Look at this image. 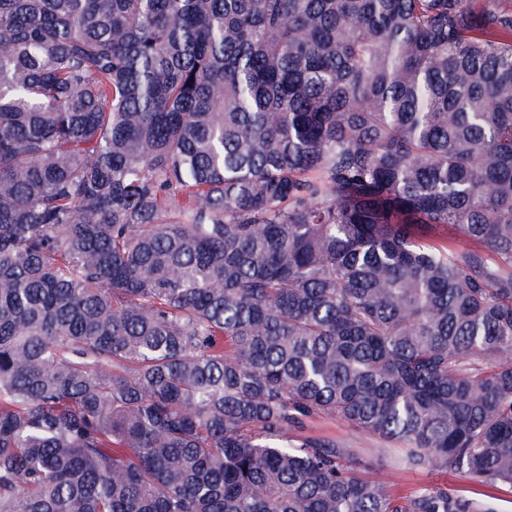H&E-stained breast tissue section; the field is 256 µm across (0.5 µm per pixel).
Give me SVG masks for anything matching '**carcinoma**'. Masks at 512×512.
Wrapping results in <instances>:
<instances>
[{"label":"carcinoma","instance_id":"1","mask_svg":"<svg viewBox=\"0 0 512 512\" xmlns=\"http://www.w3.org/2000/svg\"><path fill=\"white\" fill-rule=\"evenodd\" d=\"M323 417L512 488V8L0 0V512H497ZM304 434L326 435L346 444L349 448H374L375 440L353 429L341 419H321L311 423ZM362 465L369 474L396 490H412L425 485H448L458 493L468 497H478L493 501L499 512H512V489L503 487L491 489L460 476L448 469L403 470L381 464L374 456L362 455ZM489 495L493 498H488Z\"/></svg>","mask_w":512,"mask_h":512}]
</instances>
